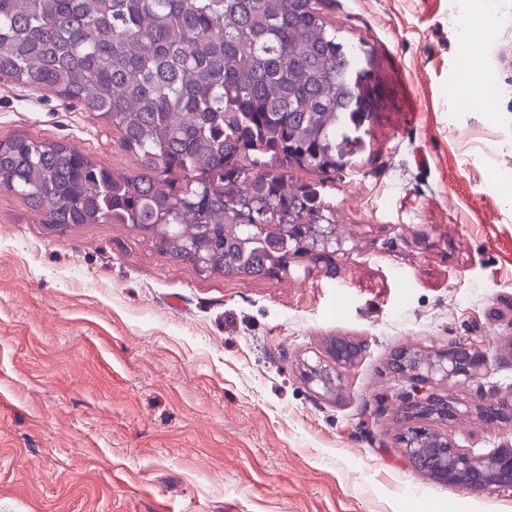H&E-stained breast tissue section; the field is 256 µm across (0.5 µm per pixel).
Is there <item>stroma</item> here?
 Listing matches in <instances>:
<instances>
[{
  "label": "stroma",
  "instance_id": "stroma-1",
  "mask_svg": "<svg viewBox=\"0 0 512 512\" xmlns=\"http://www.w3.org/2000/svg\"><path fill=\"white\" fill-rule=\"evenodd\" d=\"M330 2L385 97L374 156L293 171L327 185L333 272L300 256L286 279L202 273L132 227L56 231L0 191V512H512V490H461L396 448L412 388L388 366L398 346L457 339L494 359L512 334V0L477 61L490 107L449 99L474 0ZM16 136L134 168L103 119L1 78L0 140ZM332 336L369 344L336 401L297 370ZM511 390L508 367L449 383L460 446L512 438L476 410Z\"/></svg>",
  "mask_w": 512,
  "mask_h": 512
}]
</instances>
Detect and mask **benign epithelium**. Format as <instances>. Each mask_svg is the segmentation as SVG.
<instances>
[{
  "mask_svg": "<svg viewBox=\"0 0 512 512\" xmlns=\"http://www.w3.org/2000/svg\"><path fill=\"white\" fill-rule=\"evenodd\" d=\"M251 228L276 251L292 242L299 244L314 266L332 272L329 247L336 243V225L253 224ZM366 347L363 340L334 336L325 342L315 362L300 360L299 375L307 386H316L321 396L338 400L344 390L343 369L353 365ZM490 369L488 356L463 339L437 350L418 344L402 346L390 360L391 373L397 380L422 388L402 407L405 427L396 435L397 447L415 467L434 479L471 493L512 488V441L486 454L460 447L448 430V421L460 414L457 402L426 388L460 376L475 378ZM478 411L487 422L512 424V400L492 397L479 405Z\"/></svg>",
  "mask_w": 512,
  "mask_h": 512,
  "instance_id": "1",
  "label": "benign epithelium"
}]
</instances>
